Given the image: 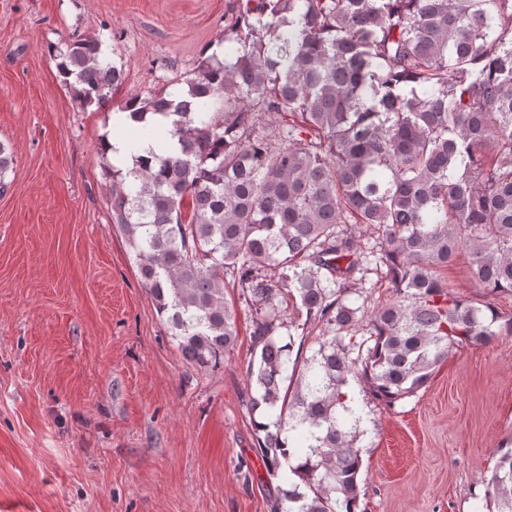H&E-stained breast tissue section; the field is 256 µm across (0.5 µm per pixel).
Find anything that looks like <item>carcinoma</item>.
<instances>
[{"instance_id": "1", "label": "carcinoma", "mask_w": 512, "mask_h": 512, "mask_svg": "<svg viewBox=\"0 0 512 512\" xmlns=\"http://www.w3.org/2000/svg\"><path fill=\"white\" fill-rule=\"evenodd\" d=\"M229 12L224 59L119 106L176 148L107 165L112 223L190 363L215 364L236 341L224 276L254 307L247 405L276 413L255 424L282 481L270 512H356L349 378L394 404L452 349L512 335V317L440 274L464 250L479 287L512 292V0H232ZM103 45L51 46L83 110L112 105L123 82ZM379 272L399 297L356 342L350 297ZM290 306L328 328L305 359L276 337ZM488 496L512 512V448Z\"/></svg>"}]
</instances>
